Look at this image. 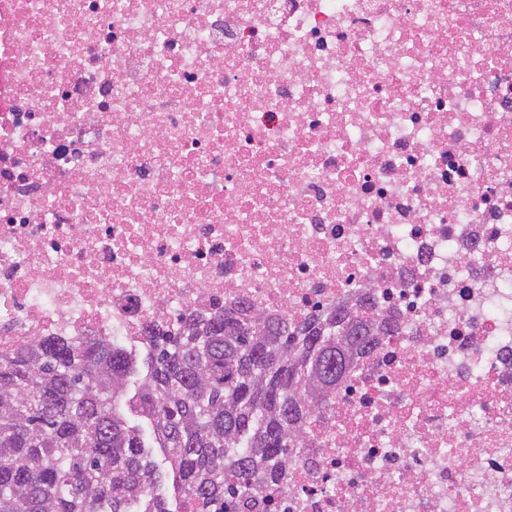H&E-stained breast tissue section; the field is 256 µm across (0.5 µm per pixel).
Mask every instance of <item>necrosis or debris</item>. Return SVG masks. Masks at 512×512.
I'll use <instances>...</instances> for the list:
<instances>
[{
    "instance_id": "4bbe7bcc",
    "label": "necrosis or debris",
    "mask_w": 512,
    "mask_h": 512,
    "mask_svg": "<svg viewBox=\"0 0 512 512\" xmlns=\"http://www.w3.org/2000/svg\"><path fill=\"white\" fill-rule=\"evenodd\" d=\"M367 299L223 512H512V0H0L1 362Z\"/></svg>"
}]
</instances>
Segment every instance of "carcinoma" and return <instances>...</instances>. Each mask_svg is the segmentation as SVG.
<instances>
[{
	"mask_svg": "<svg viewBox=\"0 0 512 512\" xmlns=\"http://www.w3.org/2000/svg\"><path fill=\"white\" fill-rule=\"evenodd\" d=\"M148 335L142 372L117 345L62 337L0 363V512H129L134 500L174 512L154 444L181 498L222 502L228 483L277 485L306 391L329 396L351 357L379 343L362 317L257 320L242 304Z\"/></svg>",
	"mask_w": 512,
	"mask_h": 512,
	"instance_id": "obj_1",
	"label": "carcinoma"
}]
</instances>
